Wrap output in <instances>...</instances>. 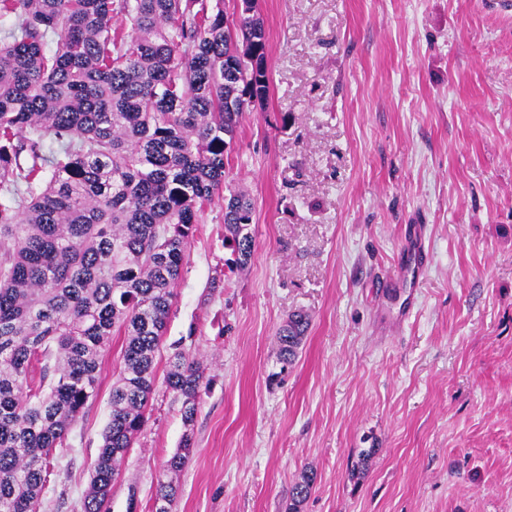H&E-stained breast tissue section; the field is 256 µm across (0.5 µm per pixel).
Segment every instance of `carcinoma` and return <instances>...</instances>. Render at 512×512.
Instances as JSON below:
<instances>
[{"label": "carcinoma", "mask_w": 512, "mask_h": 512, "mask_svg": "<svg viewBox=\"0 0 512 512\" xmlns=\"http://www.w3.org/2000/svg\"><path fill=\"white\" fill-rule=\"evenodd\" d=\"M124 16L129 32L112 25ZM0 512H38L51 459L97 394L124 336L111 413L80 512H107L118 467L146 423L156 354L197 224L224 200V260L252 255L254 204L226 185L243 115L269 96L256 0H0ZM310 317L278 329L283 365ZM41 364L38 387L28 383ZM203 380L183 350L166 387L191 426ZM190 434L166 461L179 474ZM304 472L288 512L316 484ZM160 480L155 512H172Z\"/></svg>", "instance_id": "cac0c4a2"}]
</instances>
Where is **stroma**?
<instances>
[{"label": "stroma", "mask_w": 512, "mask_h": 512, "mask_svg": "<svg viewBox=\"0 0 512 512\" xmlns=\"http://www.w3.org/2000/svg\"><path fill=\"white\" fill-rule=\"evenodd\" d=\"M269 97L228 157L255 204L226 272L205 212L156 357L200 360L193 428L157 383L108 512H152L183 434L174 512H512V13L496 0H258ZM410 224L431 261L400 316L389 273ZM311 326L282 367L275 335ZM51 462L39 512H79L119 372ZM193 450L192 437L187 433L181 441L180 448H177L173 455L166 461L164 471L173 475L179 474L184 469ZM317 475L314 471L304 472L300 480L296 482L292 488L290 496V504L288 512H301L302 506L307 498L311 495L316 484Z\"/></svg>", "instance_id": "obj_1"}]
</instances>
